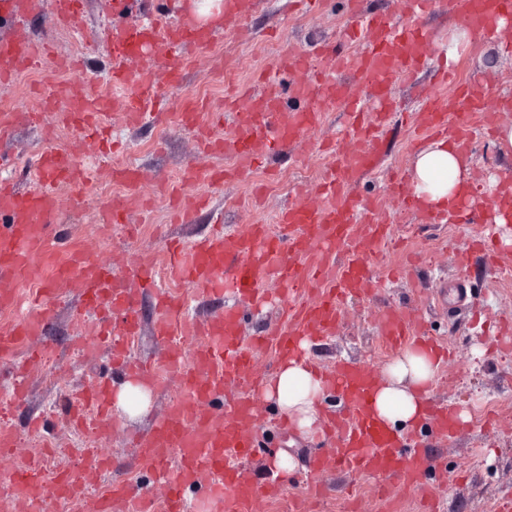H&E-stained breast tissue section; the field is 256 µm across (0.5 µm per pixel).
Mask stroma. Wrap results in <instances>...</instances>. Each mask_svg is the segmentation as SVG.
I'll use <instances>...</instances> for the list:
<instances>
[{
  "label": "stroma",
  "mask_w": 512,
  "mask_h": 512,
  "mask_svg": "<svg viewBox=\"0 0 512 512\" xmlns=\"http://www.w3.org/2000/svg\"><path fill=\"white\" fill-rule=\"evenodd\" d=\"M285 2L261 0L250 21L256 33L253 41H241L228 31L222 33L214 51L200 57L194 67L186 71L182 90H168L169 113L179 112L180 96L185 91L201 94L213 107H220L224 82L214 75L212 67L221 58H231L240 66L238 79L245 83L257 68L275 70L281 45L306 51L324 41H344L349 24L344 0H328L322 10L306 14L291 12ZM111 7V0H87L89 33L84 37L57 28L48 10L30 19L9 18L0 11V37L23 34L34 40H49L59 57L73 56L75 44H83L85 72L90 78L88 87L94 92L101 91L108 86L112 45L96 37L95 32L109 21ZM460 50L456 63L477 93L489 100L512 98V54L503 53L499 42L489 43L477 38L461 45ZM491 51L497 53L498 64L489 70L484 58ZM435 89L434 72L428 67L411 80H394L391 93L398 102V109L386 133V155L375 170L361 178L357 186L359 196L365 198L384 192L391 170L410 171L417 148L409 140L406 115L418 108L423 95ZM111 130L113 139L122 144V153H135V163L145 174L142 190L152 199V211L146 218L149 229L129 237L117 228L106 237L99 232L92 213L65 210L58 218L61 233L82 231L91 245L106 254L115 250L159 253L165 248L167 238L190 243L207 233L210 217L206 214L199 215L190 224L165 223L168 201L156 191L154 183L155 176L161 173L177 177L184 163L195 154L192 133L170 122L133 130L124 126L117 115L111 118ZM42 146L39 132L29 128L21 129L12 141L0 145L1 151L16 159L14 174L21 187H28L31 162ZM324 165L325 158L318 153L311 154L303 166L292 165L284 156L275 157L272 165L261 167L256 173L257 180L269 184L264 203L258 210L246 207L249 188L237 183L225 184L223 189L213 192L212 207L223 214L224 226L230 231L241 230L244 225L258 221L272 222L276 211L293 199L297 185L315 183ZM481 228V223L476 221L429 224L419 210L394 224V235L409 239L417 250L415 261L407 264L403 278L385 282L373 296L349 303L335 335L309 349L310 358L326 367L340 359L382 367L391 362L392 357L383 353L379 346L377 316L382 309L401 306L414 308L422 315L429 337L456 349V359L440 365L430 395L467 411L469 418L452 441L439 437L429 426L421 428L428 447L438 453L448 467L464 469L470 475L467 482L446 490L441 512H492L500 498L512 494V432L505 430L506 425H512V357L493 350L489 337L477 333L467 307L453 310L448 307V292L462 277L466 280L469 300L479 301L488 318L512 316V285H506L502 279L503 267L512 266V223L498 227L501 238L506 241L498 260L473 255L464 274L455 265L457 255L468 249ZM78 305L74 297L62 302L58 319L49 327L47 341L55 348L61 374L52 376L49 366H40L30 376V391L24 406L9 410L1 421L18 436L16 447L0 463L5 470L25 466L31 458L39 456L44 438L30 436L27 427L29 417L34 414L45 416V438L56 443L48 468H68L79 448H94L100 455L127 462L134 454L130 446L132 436L147 432L173 397L169 391H150L149 403L142 413L130 417L121 410H113L115 426L108 439L78 436L64 405L75 399L84 385L110 371L105 344L91 340L93 319L80 320L73 315ZM487 405L498 415L503 426L501 432L485 431L481 419ZM256 433L260 448L251 459L250 467L259 483L271 476L267 465L272 453L285 448L308 462L322 450L321 439L317 436L293 443L288 430L266 424L259 426Z\"/></svg>",
  "instance_id": "obj_1"
}]
</instances>
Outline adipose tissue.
<instances>
[{
	"instance_id": "obj_1",
	"label": "adipose tissue",
	"mask_w": 512,
	"mask_h": 512,
	"mask_svg": "<svg viewBox=\"0 0 512 512\" xmlns=\"http://www.w3.org/2000/svg\"><path fill=\"white\" fill-rule=\"evenodd\" d=\"M470 162L449 139L427 143L415 156L410 183L422 208H456L462 184L470 177ZM437 363L423 344L407 346L382 372L371 400L372 414L386 425L406 429L422 419V397L432 383ZM326 384L304 358L282 362L264 385V396L275 401L283 418L302 437L319 429L320 401Z\"/></svg>"
}]
</instances>
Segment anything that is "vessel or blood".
<instances>
[{
  "mask_svg": "<svg viewBox=\"0 0 512 512\" xmlns=\"http://www.w3.org/2000/svg\"><path fill=\"white\" fill-rule=\"evenodd\" d=\"M5 6L7 14L20 17L48 9L58 27L85 30V0H6ZM348 6L353 36L364 46L362 54L347 53L333 42L311 55L283 50L277 68L290 77L286 87L275 74L264 72L249 84L225 77L224 106L234 112L235 123L224 135L216 133L223 128L222 112L193 94H183L174 122L195 134L203 155L187 163L178 182L163 184L174 224L188 223L208 205V196L185 193L184 185L204 182L218 189L235 181L251 185L252 199H259L265 186L252 177L263 160L286 154L294 163H305L307 156L297 147L310 143L325 113L340 108L346 120L318 183L297 186L294 200L278 210L276 227L251 224L244 231L229 232L213 225L191 247L170 244L162 268L147 252L106 259L81 236L60 238L57 188L68 186L71 208L83 210L91 173L80 156L81 146L111 158L104 130L116 111L131 129L159 123L162 89L181 88L184 70L209 51L219 30L243 41L253 39L249 20L254 0H224L219 28L201 26L190 16L172 27L159 13L105 27L103 33L112 44L111 96L88 94L81 67L52 60L49 42L0 40L1 85L30 71L43 73L32 107L0 112V143L22 127L43 130L46 141L34 162L40 185L32 190L20 189L8 177L13 161L0 154V310H15L23 287H38L27 314L0 326V397L16 406L23 403L30 371L46 353L43 338L67 295L77 297L81 313L95 319L98 341L110 346L113 370L156 389L177 390L151 431L133 443L134 462L151 472V485H110L95 512H147L159 501L153 494L157 487L164 491L159 501L164 512H190L192 491L203 495L213 512H258L264 500L287 502L289 512H309L306 500L288 495L283 482L257 484L248 467L257 446L255 428L269 417L261 400L262 384L275 363L300 354L302 341L334 335L347 300L375 293L372 270L378 257L403 247L393 235L384 202L361 199L356 187L384 156L380 131L394 107L393 80L412 78L434 52L424 18L445 9L485 37L492 33L494 20L512 16V0H411L409 13L397 23L387 14L365 11L361 0H348ZM344 75L368 87L369 95L347 91L340 81ZM436 82L440 92L413 116L417 138L452 135L468 148L474 132L492 136L503 103L479 98L470 86L453 82L444 68L437 71ZM63 125L76 129L77 144L56 143V130ZM206 156H222L227 163L203 164ZM108 173L126 193L102 202L96 221L104 233L117 224L134 232L128 222L130 206L139 204L144 214L150 210L139 191L143 172L134 164H115ZM388 193L401 212L416 209L413 190L402 177L390 181ZM161 273L210 296L231 294L234 301L219 317L190 319L184 301L157 289ZM272 283L278 293L269 291ZM147 291L156 297L154 333L165 344L155 364L131 358L142 333L141 303ZM245 303L254 308L276 305L277 324L263 335L244 339ZM422 336L415 309L388 308L382 313L379 341L384 352L397 353ZM188 339L197 345L187 361L181 343ZM258 349L272 352V364L257 365ZM323 374L346 411L326 418L324 452L315 457L313 472L333 466L353 477L371 478L379 512H404L409 498L415 500L417 512H438L442 491L455 486L461 473L443 467L422 436H401L371 416L368 401L379 380L374 366L341 361ZM111 384V379H100L83 395L73 413L79 434L110 433ZM425 419L448 439L460 424L454 405L431 399L425 403ZM11 480L19 491L15 512H50L51 503L68 504L82 495L71 470L48 475L38 460L12 474Z\"/></svg>",
  "mask_w": 512,
  "mask_h": 512,
  "instance_id": "1",
  "label": "vessel or blood"
}]
</instances>
